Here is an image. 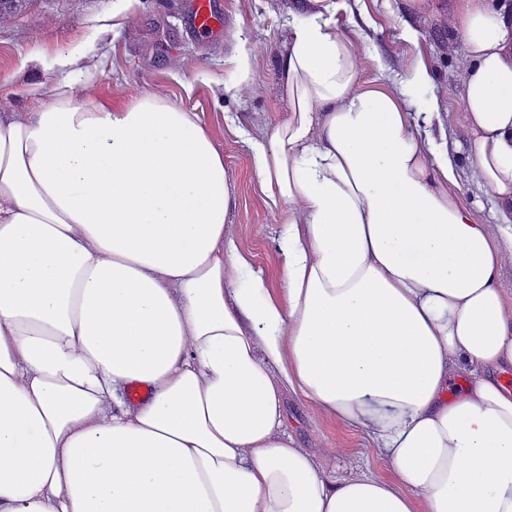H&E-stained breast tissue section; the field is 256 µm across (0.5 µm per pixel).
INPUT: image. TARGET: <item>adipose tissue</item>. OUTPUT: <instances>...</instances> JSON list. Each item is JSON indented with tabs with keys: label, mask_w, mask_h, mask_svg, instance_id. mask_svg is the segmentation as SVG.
I'll return each instance as SVG.
<instances>
[{
	"label": "adipose tissue",
	"mask_w": 512,
	"mask_h": 512,
	"mask_svg": "<svg viewBox=\"0 0 512 512\" xmlns=\"http://www.w3.org/2000/svg\"><path fill=\"white\" fill-rule=\"evenodd\" d=\"M339 8L290 22L288 110L252 146L277 290L196 113L94 94L80 48L38 110L0 99V512H512V0L454 14L498 224L460 200L429 63L359 88ZM288 392L388 475L341 446L329 474ZM286 417L289 431L295 435L304 447L320 452L323 448H331L337 442L348 444L355 450L367 454L371 466L382 474L388 473V466L371 456L365 447L361 433L343 430L336 425L310 416L306 400L289 395L286 404Z\"/></svg>",
	"instance_id": "ef3b65f1"
}]
</instances>
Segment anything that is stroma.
Here are the masks:
<instances>
[{"label": "stroma", "mask_w": 512, "mask_h": 512, "mask_svg": "<svg viewBox=\"0 0 512 512\" xmlns=\"http://www.w3.org/2000/svg\"><path fill=\"white\" fill-rule=\"evenodd\" d=\"M224 34L195 36L187 29L191 0H133L123 27L111 29L114 0H25L0 19V96L20 112L35 111L39 98L25 93L38 83L51 94L61 78L52 60L61 52L85 48L101 60V90H117L125 100L164 97L199 115L224 152V166L236 186L237 204L229 216L237 244L270 287L280 280L277 239L281 217L262 191L252 141L287 112L279 87L278 61L293 13L305 0H222ZM454 0H341L340 30L362 50V87L404 79L410 62L424 56L436 78L448 146L465 153L462 135L464 81L462 43L452 27ZM412 27L415 40L402 36ZM249 63L251 91L224 94L239 58ZM288 427L314 451L348 444L362 450L361 433L312 418L306 400L291 395L285 404Z\"/></svg>", "instance_id": "obj_1"}]
</instances>
